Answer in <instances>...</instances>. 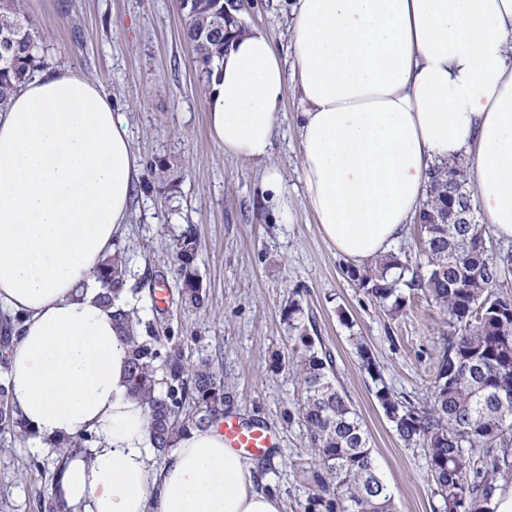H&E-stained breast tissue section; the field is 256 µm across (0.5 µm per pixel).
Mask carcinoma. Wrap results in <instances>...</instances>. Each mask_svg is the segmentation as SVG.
Instances as JSON below:
<instances>
[{
  "label": "carcinoma",
  "instance_id": "obj_1",
  "mask_svg": "<svg viewBox=\"0 0 512 512\" xmlns=\"http://www.w3.org/2000/svg\"><path fill=\"white\" fill-rule=\"evenodd\" d=\"M15 0H0V109L7 108L19 84L40 68L41 40L32 20L17 12ZM186 37L207 77L224 56V2L177 0ZM469 194L473 223L443 222L460 207L457 192ZM476 192L463 163L436 166L419 216L437 219L420 225L417 261L389 253L351 276L392 317L404 311L399 288L419 291L445 315L448 333L431 371L430 396L421 407L408 405L389 391L369 349L357 353L374 383V396L399 438L424 450L442 512H495L494 491L512 483V299L496 292L512 273V254L495 252L491 228L478 220ZM198 242L187 230L178 239L181 303L204 305L205 290L194 262ZM128 258L119 247L102 263L100 302L112 310V322L128 347L131 393L147 414L154 454L167 455L175 437L188 427L206 428L224 419L230 392L209 355L185 358L179 337L161 336L125 301ZM301 307L288 306V327L299 332L301 348L292 357L300 379V416L307 429L318 470L317 490L303 512H396L391 488L379 473L368 431L347 393L339 386L332 357L316 348L299 322ZM23 323L6 315L0 326V431L15 440L32 435L13 406L6 378L9 353ZM93 433L52 443L57 471L75 452L91 458ZM42 512H71L60 485L38 500Z\"/></svg>",
  "mask_w": 512,
  "mask_h": 512
}]
</instances>
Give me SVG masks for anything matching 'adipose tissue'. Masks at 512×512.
Listing matches in <instances>:
<instances>
[{
    "label": "adipose tissue",
    "mask_w": 512,
    "mask_h": 512,
    "mask_svg": "<svg viewBox=\"0 0 512 512\" xmlns=\"http://www.w3.org/2000/svg\"><path fill=\"white\" fill-rule=\"evenodd\" d=\"M292 63L244 30L205 101L227 156L267 160L287 86L302 181L323 237L361 265L417 216L433 166L463 160L494 234L512 239V0H291ZM137 160L103 88L68 68L0 112V306L23 320L12 403L35 448L83 431L61 476L73 512H281L218 426L178 436L161 466L131 395L127 348L97 301Z\"/></svg>",
    "instance_id": "1"
}]
</instances>
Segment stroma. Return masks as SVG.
Listing matches in <instances>:
<instances>
[{
	"label": "stroma",
	"mask_w": 512,
	"mask_h": 512,
	"mask_svg": "<svg viewBox=\"0 0 512 512\" xmlns=\"http://www.w3.org/2000/svg\"><path fill=\"white\" fill-rule=\"evenodd\" d=\"M37 25L46 67H67L98 83L123 116L140 166L129 222L115 241L129 258L126 300L143 320L182 340L188 358L208 354L233 392L231 413L264 425L276 448L254 464L262 486L283 512H303L317 470L299 416L301 387L286 360L295 341L286 322L290 301L316 344L329 351L341 386L363 419L398 512H434L439 500L422 449L396 435L376 400L357 354L364 343L392 394L424 405L440 355L443 317L410 295L390 318L350 272L309 210L301 181L296 117L301 107L287 89L268 162L225 156L209 135L207 83L186 41L176 0H19ZM290 59L287 0H250L241 13ZM282 175V196L295 215L279 223L263 188L266 167ZM193 229L195 268L206 292L202 308L178 300L176 244ZM284 358L272 368L273 357ZM55 449L35 453L14 444L0 460V512H38L56 479ZM38 461L29 469L30 461Z\"/></svg>",
	"instance_id": "1"
}]
</instances>
